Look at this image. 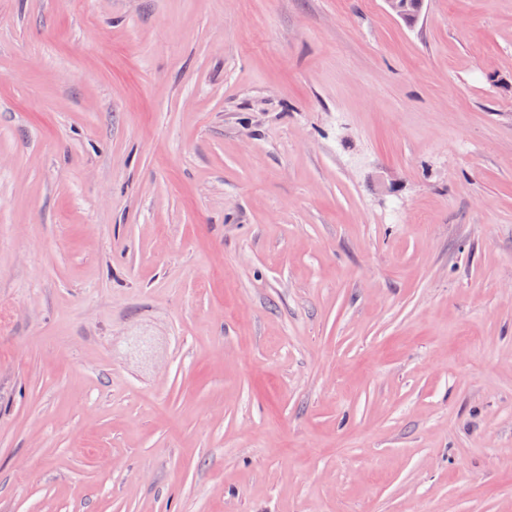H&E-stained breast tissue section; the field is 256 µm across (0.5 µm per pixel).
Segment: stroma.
Wrapping results in <instances>:
<instances>
[{"label": "stroma", "instance_id": "obj_1", "mask_svg": "<svg viewBox=\"0 0 512 512\" xmlns=\"http://www.w3.org/2000/svg\"><path fill=\"white\" fill-rule=\"evenodd\" d=\"M0 512H512V0H0ZM396 2L397 0H386V5L392 13L397 9ZM422 10V0H398V11H396L395 15L407 25H412L420 17Z\"/></svg>", "mask_w": 512, "mask_h": 512}]
</instances>
